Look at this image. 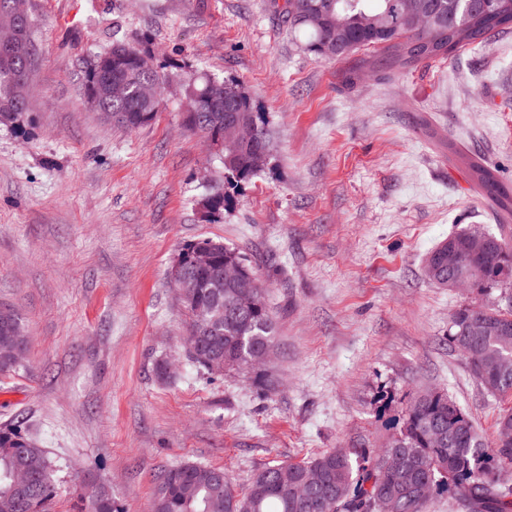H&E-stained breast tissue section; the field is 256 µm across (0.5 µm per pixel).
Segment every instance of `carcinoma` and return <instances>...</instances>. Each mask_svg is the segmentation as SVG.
Returning a JSON list of instances; mask_svg holds the SVG:
<instances>
[{"mask_svg":"<svg viewBox=\"0 0 512 512\" xmlns=\"http://www.w3.org/2000/svg\"><path fill=\"white\" fill-rule=\"evenodd\" d=\"M403 0H284L283 17L293 33L304 36L305 49L316 56L342 60L363 47L379 55L360 60L348 80L356 83L364 71L412 69L427 59L455 56L466 46L485 43L490 35L512 29V0H429L440 18L428 31L397 10ZM384 16L392 28L383 31L367 21ZM146 50L129 43L112 47L86 62L87 98L101 117L127 130L151 122L161 100L143 91L159 86L163 75L144 70L138 55ZM30 64L27 58L0 57V107L24 96ZM127 84L124 96L106 93L105 77ZM215 78L191 75L182 82L183 124L200 136L220 159L224 174L238 181L256 174L254 150L271 152L261 116L248 96L234 83L229 88L245 129L255 133L253 146L224 143V96H216ZM448 154L466 167L476 193L488 203L499 224L493 245L467 259L480 291L501 290L499 304L474 310L461 307L448 327V343L470 353L472 376L495 399H512V185L497 170L462 153L448 143ZM471 231L461 230L428 254L442 262L443 246L460 244ZM195 249L206 251L204 264L194 262ZM184 270L200 284L197 295L184 304L187 331L208 329L207 337L189 358L211 374L236 368L273 345L275 326L265 302L249 310H235L250 284L245 258L219 240L201 238L180 249ZM241 265L246 274L224 280V266ZM489 327L481 336H463L470 325ZM28 338L9 309L0 310V373L17 370ZM321 471L324 482L312 486L306 498L294 499L290 490L309 469ZM26 483L19 494L17 479ZM55 469L44 449L22 433L18 425L0 428V512H50L55 492ZM448 494L466 512H512V441L486 446L472 420L447 394L424 391L408 405L398 432L381 453L368 448L352 454L327 450L300 462H282L251 476L242 492L224 482V469L187 462L166 471L156 488L152 512H427L435 494ZM86 512H124L104 486H89L83 494Z\"/></svg>","mask_w":512,"mask_h":512,"instance_id":"cac0c4a2","label":"carcinoma"}]
</instances>
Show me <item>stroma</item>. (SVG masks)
<instances>
[{
	"instance_id": "35a3bbf8",
	"label": "stroma",
	"mask_w": 512,
	"mask_h": 512,
	"mask_svg": "<svg viewBox=\"0 0 512 512\" xmlns=\"http://www.w3.org/2000/svg\"><path fill=\"white\" fill-rule=\"evenodd\" d=\"M36 48L27 109L0 124V307L29 338L0 375V426L22 422L56 471L51 512L88 482L150 512L169 468L256 470L331 448L379 452L424 389L447 392L486 442L512 402L448 343L451 314L499 290L448 289L430 250L496 231L453 142L512 179V32L411 70L343 73L308 52L270 0H27ZM124 41L166 81L149 124L101 120L83 64ZM235 82L274 145L231 183L183 125L182 77ZM230 202L210 216L204 179ZM203 237L244 255L276 323L269 363L209 374L189 361L169 271Z\"/></svg>"
}]
</instances>
